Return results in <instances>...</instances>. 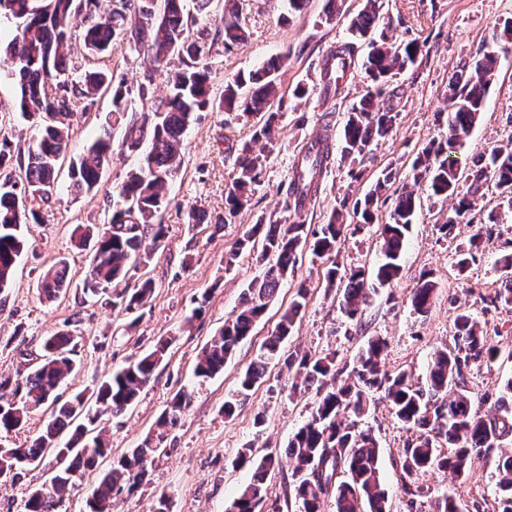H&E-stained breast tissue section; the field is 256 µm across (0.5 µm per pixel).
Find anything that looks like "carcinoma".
<instances>
[{
  "label": "carcinoma",
  "mask_w": 512,
  "mask_h": 512,
  "mask_svg": "<svg viewBox=\"0 0 512 512\" xmlns=\"http://www.w3.org/2000/svg\"><path fill=\"white\" fill-rule=\"evenodd\" d=\"M379 2L365 0L364 8L350 20L349 30L355 37L363 38L377 27ZM2 15L16 21V29L11 37H0V69L17 80L18 108L22 116L35 120L36 136L25 152L11 149L7 138L0 139V304L5 302L4 293L24 249L21 228L37 221L35 206L51 200L66 162L76 116L86 114L103 91L112 97L111 117L84 153L69 161L70 187L86 194L98 188L112 160L114 123L124 126L125 150L145 153L144 163L129 171L115 188L107 223L79 224L72 238L78 249L89 251V265L80 284L84 296L98 297L121 285L123 289L115 294L112 306L133 311L143 305L155 285L148 278L132 288L124 283L130 272L144 262L143 241L149 239L155 246L163 243L166 232L160 215L169 204L168 186L182 166L188 126L200 112H233L241 108L261 115L264 122L259 134L271 138L278 118L274 103L282 99L280 61L272 59L246 74H236L225 81L222 95L216 97L205 64L210 47L190 32L191 21L185 15L183 0H112V8L103 13L98 0H0ZM77 16L83 23L79 32L70 26V19ZM120 34L132 50L148 59L154 70L166 75L168 92L164 100L138 113L129 111L131 89L125 81H117L96 68H88L80 78L72 79L67 68L65 49L73 39H81L93 57H110ZM219 40L226 49L246 40L238 7L232 0L216 26L214 41ZM370 45L365 72L374 88L349 108L339 144H333V135L327 132L301 146L286 191L285 211L299 212L315 198L323 170L334 160V147H339L343 157L356 160L367 153L373 142L393 131L398 113L377 108L375 99L383 86L417 61L422 46L415 39L391 43L383 33ZM353 56L354 44L350 43L334 54L341 64L324 60L326 88L340 90L333 81V72L339 67L349 70ZM498 66V51L487 48L476 54L468 68L452 74L446 104L448 136L429 142L412 162L415 180L427 181L431 195L454 201L448 218L438 225L446 238L452 236L460 218L475 208L479 191L490 181L512 209V148L500 147L492 150L489 157H480L476 168L466 176L448 164V157L461 149L483 111L486 92ZM146 143L149 150L144 152ZM234 153L236 178L225 198L226 224L248 203L265 164V158L254 154L247 142ZM391 178L389 170L364 200L354 203V211L361 214L364 223H373L374 204ZM463 178L470 180L464 195L457 192ZM415 212L413 193L397 195L380 233L383 260L375 278L381 285L391 284L399 275L406 234ZM346 228L338 211L313 238L305 225L295 222L265 224L259 220L252 225L227 258L226 267L232 266L239 252L254 247L259 233L263 234L261 257L270 258L273 263L265 267L262 277L250 283L240 309L205 346L195 366V377L204 381L222 373L226 361L276 297L281 283L294 272L298 253L306 248L316 255L333 252ZM481 242L482 234L478 232L470 238L467 248L458 251L460 270H466L476 260ZM339 278L344 280L339 308L354 320L374 289L360 270L344 275L335 265L327 270L329 287H334ZM41 286L49 300L73 287L66 258L57 259L43 274ZM434 292L435 282H421L411 296L414 311L428 312ZM306 304L307 291L300 287L275 332L242 374L239 394H246L264 378L270 361L281 360L287 369H296L304 386H317L310 419L289 440L282 457L271 453L257 456L250 448L239 453V461L250 464L253 476L227 512H260L266 476L286 462L292 466L293 491L302 512H323L328 499L333 502L334 512H391L383 488L378 442L371 430L358 427L373 402V393L378 391L401 423L422 429L415 441L403 449L402 470L409 478L430 469L449 470L460 477L472 453L499 447L500 439L512 431V423L507 420L484 419L473 411L474 398L468 390L465 371L493 361L497 349L490 345L487 334L470 313H457L453 346L434 350L425 374L426 387L416 386L406 372L388 373L383 364L388 342L372 336L359 350L347 378L328 389L326 380L334 381L341 375L333 358L282 356L281 346ZM76 347L77 336L69 329L62 330L45 340L41 361L26 375L14 381L0 378V431H15L26 423L30 413L48 403L56 405L52 420L30 445L0 448V486L21 481L26 471L37 467L48 452L62 461L48 486L28 490L23 512H61L65 495L75 487L77 479L96 469L107 454L101 436L102 417L108 414L118 418L131 407L164 360L168 341L159 340L131 359L91 396L80 392L63 401L60 389L76 368L71 357ZM189 402L187 392H178L171 398L153 434L130 455L112 462L100 476L87 501V512H112L114 499L125 492L133 493L149 481L153 455L177 426ZM439 438L448 441L453 450L441 453L437 448ZM498 468L501 477L497 495L502 512H512L511 451L499 456Z\"/></svg>",
  "instance_id": "cac0c4a2"
}]
</instances>
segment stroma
I'll list each match as a JSON object with an SVG mask.
<instances>
[{
    "label": "stroma",
    "instance_id": "stroma-1",
    "mask_svg": "<svg viewBox=\"0 0 512 512\" xmlns=\"http://www.w3.org/2000/svg\"><path fill=\"white\" fill-rule=\"evenodd\" d=\"M381 24L391 40L415 39L423 47L416 64L409 66L386 88L380 105L394 106L397 124L385 139L356 161L335 159L324 171L320 188L300 213L284 210L285 191L300 145L331 130L340 135L351 103L364 94L369 81L362 62L370 47L352 41L350 20L363 0H345L343 14L326 24V0H307L299 12H289L288 0H242L239 17L248 32L241 46L224 49L212 45L206 62L214 94H221L225 79L246 72L272 57H283L279 72L283 102L274 142L259 138L258 116L244 112H203L186 134L181 171L169 188L171 202L161 219L167 228L162 247L145 266L155 284L151 299L135 313L83 299L79 290L65 298L47 301L40 292L41 276L58 257H67L75 280L88 267L86 252L75 250L71 236L76 225L106 223L113 187L138 164V155L121 151L122 131H112V162L97 191L74 195L67 175H60L54 197L41 206L37 222L26 225L27 249L20 258L14 280L0 310V377L17 378L37 364L44 340L76 324L82 336L76 358L78 369L64 383L71 393L92 390L111 377L131 358L142 354L161 338L171 345L135 403L120 417H104L109 450L103 467L131 453L152 431L170 399L180 391L191 400L178 426L167 436L162 452L154 456L150 480L132 495L118 497L112 512H152L157 498L167 495L172 512H226L238 490L249 482L251 471L237 460L244 446L257 454L280 452L293 433L310 418L315 388L297 387L295 373L271 362L265 378L246 397H238L242 373L259 354L298 286L308 290L307 305L291 335L285 353L335 357L336 365L350 371L359 349L372 336L386 338L388 371H408L424 381L434 348L451 344L454 318L467 309L487 332L498 354L492 363L471 368L467 385L475 393L474 408L483 418L497 416L494 404L504 380L512 377V305L496 301L505 272L501 256L512 252V210L498 190L485 186L471 214L457 224L451 239L437 229L451 210V201L430 195L425 182L414 179L412 161L432 140L445 138L448 128L437 117L448 97L450 76L471 62L491 44L494 28L512 20V0H381ZM354 42V65L343 82L341 96L325 93L320 75L324 55L345 42ZM105 68L125 79L131 89H144L145 97H132L130 109L150 106L166 95L162 73L154 71L125 41H118ZM305 98L293 95L296 86ZM17 87L0 75V137L13 148L27 149L35 131L14 107ZM512 140V48L501 50L496 79L487 90L485 108L466 138L460 155L471 165L478 155ZM251 143L267 157L251 200L233 223H224L225 195L236 176L229 145ZM395 179L376 213L385 223L395 197L413 191L417 200L414 220L407 233L399 277L377 286L360 320L346 319L338 308V289L328 287L331 265L340 271L362 270L373 277L381 262L376 226L360 227V218L349 214L353 232L343 236L331 255L304 250L275 300L267 307L254 332L243 340L224 371L201 382L194 376L198 353L236 309L249 284L261 276L265 265L256 253L242 252L233 266L225 258L243 233L258 219H278L320 230L340 204L354 205L370 191L385 169ZM202 210L203 223L189 225V208ZM482 233L483 248L474 263L459 269L456 252L475 233ZM434 281L433 304L427 313L413 311L410 298L421 278ZM238 399L232 417H225L226 400ZM363 427L371 429L380 449V465L392 512H432L435 499L450 495L463 512H501L496 494L500 474L498 453L512 449V434L502 438L499 451L472 458L465 480L451 473L426 471L412 483L422 492L416 506H408L404 492L401 456L418 436L402 424L383 398H376ZM55 469L54 455H45L13 486L0 487V512H21V501L32 487L48 484ZM290 467L274 470L265 482L263 512H301L290 490Z\"/></svg>",
    "mask_w": 512,
    "mask_h": 512
}]
</instances>
